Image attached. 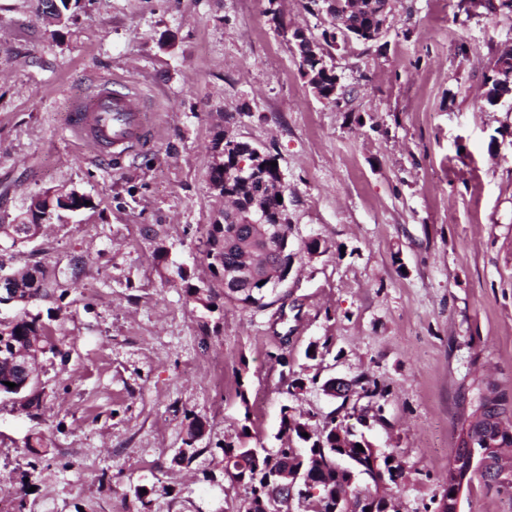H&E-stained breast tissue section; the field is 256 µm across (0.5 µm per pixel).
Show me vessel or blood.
<instances>
[{
	"instance_id": "1",
	"label": "vessel or blood",
	"mask_w": 512,
	"mask_h": 512,
	"mask_svg": "<svg viewBox=\"0 0 512 512\" xmlns=\"http://www.w3.org/2000/svg\"><path fill=\"white\" fill-rule=\"evenodd\" d=\"M70 127L97 154L116 159L141 151L152 138L141 93L105 78L73 102Z\"/></svg>"
}]
</instances>
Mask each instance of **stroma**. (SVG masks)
<instances>
[{
  "mask_svg": "<svg viewBox=\"0 0 512 512\" xmlns=\"http://www.w3.org/2000/svg\"><path fill=\"white\" fill-rule=\"evenodd\" d=\"M305 3L282 0L278 26L268 0H91L57 29L37 0H0V224L62 185L93 201L30 243L0 235L7 269H46L51 294L29 309L60 348L41 358L39 408L0 396V500L238 512L223 444L246 430L275 450L283 408L324 421L340 402L322 381L363 374L383 390L363 432L401 467L399 512H436L478 387L512 398V97L482 98L512 13L390 0L379 40L333 51V102L299 69L294 29L329 27ZM99 77L136 86L155 128L119 163L69 130L71 98ZM226 134L275 157L299 249L263 309L210 312L185 288L212 277ZM313 238L327 253L303 252ZM296 378L306 388L288 392ZM196 419L206 434L179 463ZM460 510L512 512V494L477 475Z\"/></svg>",
  "mask_w": 512,
  "mask_h": 512,
  "instance_id": "1",
  "label": "stroma"
}]
</instances>
